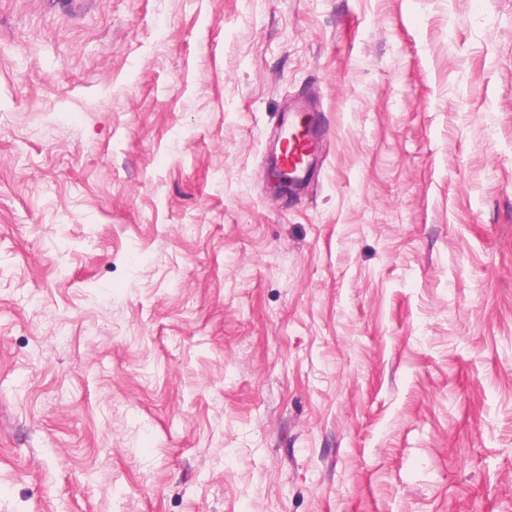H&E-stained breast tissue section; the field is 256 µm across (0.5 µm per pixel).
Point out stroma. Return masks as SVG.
<instances>
[{
    "instance_id": "obj_1",
    "label": "stroma",
    "mask_w": 512,
    "mask_h": 512,
    "mask_svg": "<svg viewBox=\"0 0 512 512\" xmlns=\"http://www.w3.org/2000/svg\"><path fill=\"white\" fill-rule=\"evenodd\" d=\"M0 512H512V0H0ZM309 110L305 107L288 114L286 123L280 133V138L287 139V145L276 164L277 174L290 177L292 184L303 181L309 174L319 157L321 146L328 137L326 128L318 124L312 116L308 118ZM294 129L300 130L296 139H291ZM303 156V160H299Z\"/></svg>"
}]
</instances>
